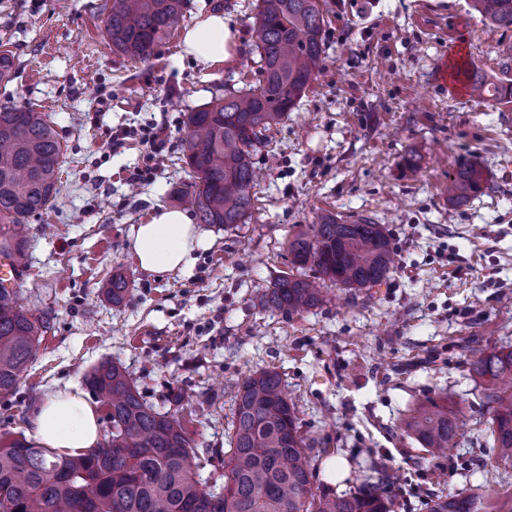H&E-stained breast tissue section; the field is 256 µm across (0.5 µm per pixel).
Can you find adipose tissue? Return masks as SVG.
Listing matches in <instances>:
<instances>
[{"label": "adipose tissue", "mask_w": 512, "mask_h": 512, "mask_svg": "<svg viewBox=\"0 0 512 512\" xmlns=\"http://www.w3.org/2000/svg\"><path fill=\"white\" fill-rule=\"evenodd\" d=\"M184 55L196 66L209 69L228 60L236 35L224 13L199 14L183 33ZM201 243L196 224L183 210L158 208L131 237L139 268L166 274L188 265ZM103 428L94 405L77 392L57 393L38 400L29 418L28 434L39 446L64 455H76L96 446Z\"/></svg>", "instance_id": "ef3b65f1"}]
</instances>
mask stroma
<instances>
[{"mask_svg":"<svg viewBox=\"0 0 512 512\" xmlns=\"http://www.w3.org/2000/svg\"><path fill=\"white\" fill-rule=\"evenodd\" d=\"M106 2L0 0V43L18 58L0 103L47 113L65 146L60 193L28 219L16 286L53 328L16 392L0 397V440L26 435L36 400L84 391L85 374L113 361L160 410L193 394L189 428L210 484L224 472L237 381L274 370L324 451L314 485L352 490L373 453L401 474L387 488L394 512H427L438 489L512 512V461L497 454L465 363L471 340L512 347V102L440 80L463 46L468 67L512 81V28L486 24L470 0H324L321 71L253 157L251 216L228 230L200 225L189 265L155 275L139 269L132 233L157 207H177L175 190L192 180L180 162L184 112L255 83L245 61L256 0H188L146 64L113 52ZM219 10L237 23L232 57L196 68L182 58V30ZM153 125L169 133L157 160L135 139L105 155L107 132ZM462 164L482 169L484 189L455 205L448 175ZM149 165L152 180L130 183ZM328 211L382 224L396 269L359 292L328 285L327 302L300 316L263 309L260 294L292 270L289 237ZM116 273L129 281L118 304L105 294ZM440 394L464 426L447 456L427 460L404 420ZM333 457L346 466L336 481L325 477Z\"/></svg>","mask_w":512,"mask_h":512,"instance_id":"obj_1","label":"stroma"}]
</instances>
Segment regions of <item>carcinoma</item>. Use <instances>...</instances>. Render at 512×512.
Wrapping results in <instances>:
<instances>
[{
	"mask_svg": "<svg viewBox=\"0 0 512 512\" xmlns=\"http://www.w3.org/2000/svg\"><path fill=\"white\" fill-rule=\"evenodd\" d=\"M185 0H107L105 30L112 50L148 62L179 22ZM490 24L512 27V0H472ZM251 53L258 84L231 91L186 113L189 130L183 162L193 178L180 200L201 224L232 229L254 207L253 155L264 132L295 108L316 79L325 53L321 0H258ZM16 71L15 56L0 50V83ZM470 95L512 101V83L491 84L469 75ZM64 147L50 116L33 107L0 104V257L25 265L23 228L49 209L59 194ZM483 172L461 165L449 175L448 195L462 204L482 191ZM291 264L350 291L387 281L396 251L383 227L369 217L348 221L319 216L287 242ZM123 274L112 276L107 295L121 302ZM323 288L286 274L260 296L262 307L288 315L322 305ZM50 329L45 314L0 288V396L18 388L39 338ZM472 377L490 414V433L501 458L512 460V349L468 348ZM106 408L111 432L76 456H60L25 438L0 446V512H394L385 496L391 474L365 480L344 494L314 491L312 441L304 435L296 405L276 371L247 376L236 394L224 485L196 479L202 461L181 411L161 412L147 403L120 365L104 361L84 377ZM431 457L456 443L460 418L448 397H429L404 422ZM428 512H496L472 493H433Z\"/></svg>",
	"mask_w": 512,
	"mask_h": 512,
	"instance_id": "1",
	"label": "carcinoma"
}]
</instances>
